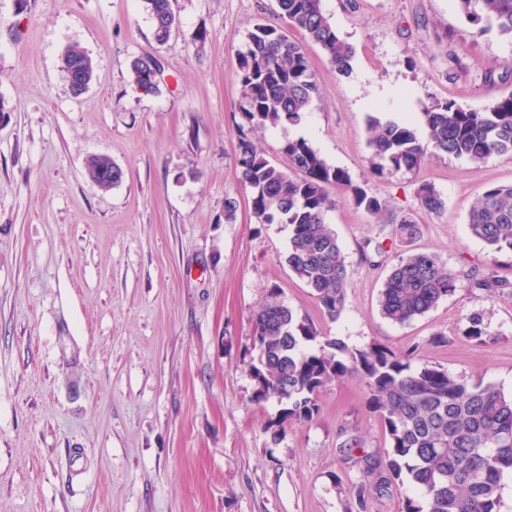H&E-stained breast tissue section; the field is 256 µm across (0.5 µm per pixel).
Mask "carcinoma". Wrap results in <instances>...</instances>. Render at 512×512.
<instances>
[{"mask_svg": "<svg viewBox=\"0 0 512 512\" xmlns=\"http://www.w3.org/2000/svg\"><path fill=\"white\" fill-rule=\"evenodd\" d=\"M153 20L155 40L165 41L175 23L170 0H144ZM279 16L318 45L345 75L351 70L352 47L337 34L322 0H276ZM467 21L481 29L497 28L512 35V0H457ZM146 53L133 63V81L149 82ZM237 78L242 88L239 112L249 129L299 124L318 94L316 76L301 45L278 27L258 23L248 33L240 54ZM431 146L423 145L413 128L394 121H368L370 168L413 171L428 155L483 161L491 155H512V95L492 100L481 110L454 101L422 112ZM282 162H271L246 133H241L236 163L248 189L251 209L261 224L284 222L291 227L288 267L312 290L325 314L337 318L345 308L353 274L340 243L326 222L335 206L330 194L342 186L353 204L370 214L385 203L343 169L327 164L304 138L289 139L280 148ZM111 160L94 156L87 171L107 188L123 173ZM424 210L444 208L431 183L418 190ZM475 238L495 252H512V185L494 186L479 194L469 213ZM394 232L411 240L419 225L402 217ZM467 287L493 294L512 283L492 273L472 271ZM461 287L460 275L428 252H412L393 265L380 293L382 315L405 324L424 315ZM258 363L253 366L256 396L283 405L278 426L302 423L319 412L318 392L326 385L356 378L366 388V405L377 414L385 438L386 464L361 456L363 477L377 490L409 482L416 495L403 501V512H499L502 479L512 476V396L493 383L472 382L409 353L398 355L372 342L350 349L328 339L316 324L287 305L272 302L255 315ZM461 335L479 344L495 342L478 315L467 317ZM315 343L316 350L304 346Z\"/></svg>", "mask_w": 512, "mask_h": 512, "instance_id": "cac0c4a2", "label": "carcinoma"}]
</instances>
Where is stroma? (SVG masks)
<instances>
[{
    "mask_svg": "<svg viewBox=\"0 0 512 512\" xmlns=\"http://www.w3.org/2000/svg\"><path fill=\"white\" fill-rule=\"evenodd\" d=\"M170 3L178 23L160 45L144 0H0V512H401L408 487L360 491L341 447L350 433L384 452L358 379L327 385L311 421L274 431L280 404L255 397L253 316L273 298L327 338L413 350L512 392V287L461 288L405 325L379 307L408 251L512 280V254L467 224L480 192L512 184V156L377 175L366 133L373 117L417 127L437 103L512 94V37L469 24L456 0H323L354 50L342 75L289 31L319 94L300 125L253 140L274 161L305 138L386 204L371 215L331 190L326 221L353 271L333 320L286 263L289 226L257 221L236 165L239 55L254 25L282 26L276 0ZM72 45L99 74L79 97L60 69ZM146 53L163 65L150 93L131 76ZM98 155L120 183L88 178ZM425 182L442 210L422 209ZM406 214L420 232L402 243L392 218ZM473 314L493 344L460 336ZM109 163H112V161L109 158L104 157V156H94L88 160L87 174L89 171L91 176L95 179V180H91V179L90 180L92 182H94L96 185H98L99 187L108 188L109 186L115 185V184L121 182V180H122V177H123L122 171L112 165V168L109 170L110 175L108 178L112 181V183L108 182L107 177L105 176L104 173H102V171L109 169Z\"/></svg>",
    "mask_w": 512,
    "mask_h": 512,
    "instance_id": "35a3bbf8",
    "label": "stroma"
}]
</instances>
